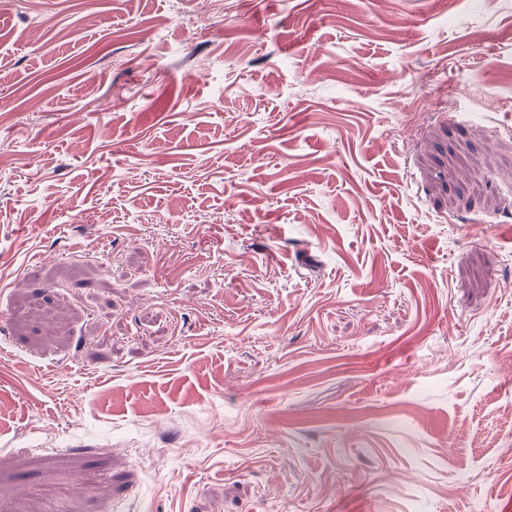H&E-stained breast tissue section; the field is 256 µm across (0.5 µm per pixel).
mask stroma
I'll return each mask as SVG.
<instances>
[{
  "label": "stroma",
  "mask_w": 512,
  "mask_h": 512,
  "mask_svg": "<svg viewBox=\"0 0 512 512\" xmlns=\"http://www.w3.org/2000/svg\"><path fill=\"white\" fill-rule=\"evenodd\" d=\"M0 0V512L512 503V0Z\"/></svg>",
  "instance_id": "35a3bbf8"
}]
</instances>
